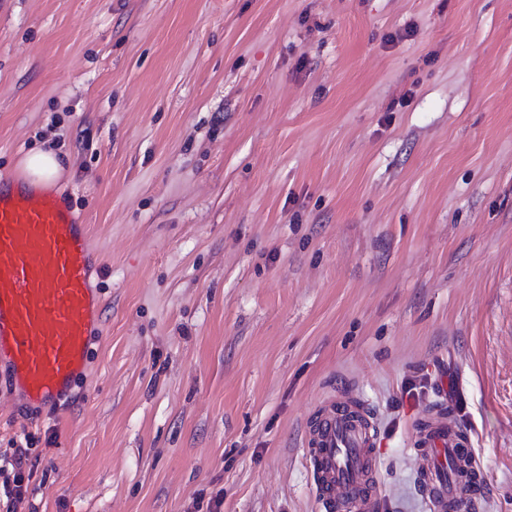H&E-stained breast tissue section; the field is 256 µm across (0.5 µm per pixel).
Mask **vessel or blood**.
<instances>
[{
    "label": "vessel or blood",
    "instance_id": "obj_1",
    "mask_svg": "<svg viewBox=\"0 0 512 512\" xmlns=\"http://www.w3.org/2000/svg\"><path fill=\"white\" fill-rule=\"evenodd\" d=\"M87 225L55 194L0 176V379L23 404L64 396L86 368L102 304ZM378 429L354 393L321 398L303 433L321 512H377ZM422 493L431 512H457L480 484L470 436L448 409L414 429Z\"/></svg>",
    "mask_w": 512,
    "mask_h": 512
}]
</instances>
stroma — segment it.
<instances>
[{
  "instance_id": "obj_1",
  "label": "stroma",
  "mask_w": 512,
  "mask_h": 512,
  "mask_svg": "<svg viewBox=\"0 0 512 512\" xmlns=\"http://www.w3.org/2000/svg\"><path fill=\"white\" fill-rule=\"evenodd\" d=\"M53 148L104 313L82 381L0 392V512H319L352 388L380 512L446 397L512 512V0H0V175ZM306 421L303 447L323 512H377L378 429L353 392L329 393ZM28 448H16L13 460L10 463L14 471L12 484L9 481L3 483V494L7 500L15 503L22 500L23 492V472L28 461Z\"/></svg>"
}]
</instances>
